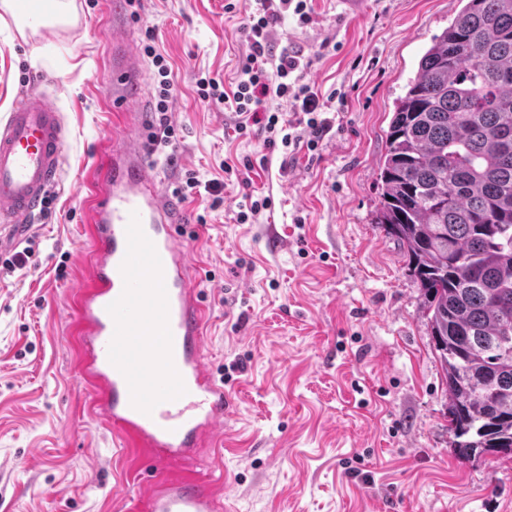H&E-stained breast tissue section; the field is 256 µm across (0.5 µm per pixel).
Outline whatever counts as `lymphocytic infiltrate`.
Returning <instances> with one entry per match:
<instances>
[{
  "mask_svg": "<svg viewBox=\"0 0 512 512\" xmlns=\"http://www.w3.org/2000/svg\"><path fill=\"white\" fill-rule=\"evenodd\" d=\"M290 15L297 17L299 23H309L308 0H256L255 7L246 13L243 31L248 50L239 63L232 91H225L223 82L213 77L200 79L198 87L203 99L222 104L238 116V131H246L249 121L255 119L266 135L265 145L288 148L303 143L313 150L322 135L330 130L332 119L326 116L318 91L302 80L310 61L299 50L285 48L276 53L271 47L273 27ZM144 52L158 76L148 139L155 148L163 149L169 147L175 137L169 116L173 89L171 69L154 46L145 45ZM267 98L289 104L292 119L281 120L275 112L260 114L259 108Z\"/></svg>",
  "mask_w": 512,
  "mask_h": 512,
  "instance_id": "obj_1",
  "label": "lymphocytic infiltrate"
}]
</instances>
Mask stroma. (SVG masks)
<instances>
[{
  "mask_svg": "<svg viewBox=\"0 0 512 512\" xmlns=\"http://www.w3.org/2000/svg\"><path fill=\"white\" fill-rule=\"evenodd\" d=\"M112 0H72L73 25L26 34L0 9V121L46 92L67 136L50 208L0 249V512H125L137 459L94 410L73 293L90 260L92 172L112 143ZM225 0H140L122 21L146 29L171 68L174 160L152 162L165 195L185 171L217 181L178 201V233L209 318L205 361L232 406L196 466L223 477L225 512H512V457L460 462L422 293L397 241L376 224L377 171L398 97L460 0H311L272 47L312 61L305 80L335 122L316 150L269 148L259 130L198 93L232 83L244 11ZM243 169L249 186L225 174ZM267 210L235 220L244 193ZM26 264L13 268L16 255Z\"/></svg>",
  "mask_w": 512,
  "mask_h": 512,
  "instance_id": "obj_1",
  "label": "stroma"
}]
</instances>
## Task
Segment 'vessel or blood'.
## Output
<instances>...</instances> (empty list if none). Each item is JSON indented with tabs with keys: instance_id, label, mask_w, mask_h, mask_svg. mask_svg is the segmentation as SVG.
Here are the masks:
<instances>
[{
	"instance_id": "vessel-or-blood-1",
	"label": "vessel or blood",
	"mask_w": 512,
	"mask_h": 512,
	"mask_svg": "<svg viewBox=\"0 0 512 512\" xmlns=\"http://www.w3.org/2000/svg\"><path fill=\"white\" fill-rule=\"evenodd\" d=\"M125 38V29L114 26L112 80L121 92L143 79L141 60ZM65 141L61 112L42 92H25L0 124V226L25 231L60 178ZM183 221L138 137L117 135L98 162L93 260L77 311L81 375L95 389L97 410L149 467L127 512L222 509L212 479L165 473L214 437L229 407L205 363L207 312L177 233Z\"/></svg>"
}]
</instances>
